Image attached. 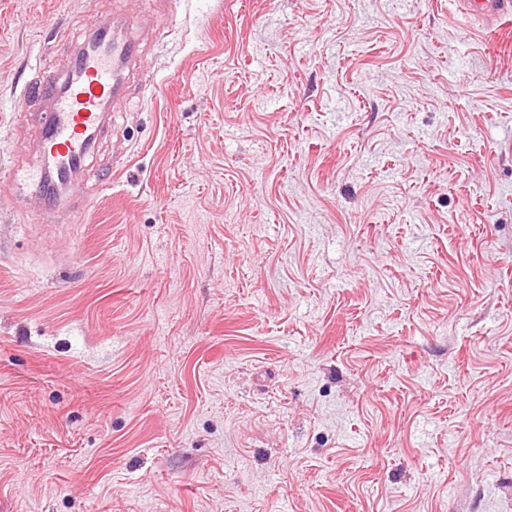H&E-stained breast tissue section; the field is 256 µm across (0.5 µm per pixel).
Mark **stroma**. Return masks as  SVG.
Here are the masks:
<instances>
[{"instance_id": "35a3bbf8", "label": "stroma", "mask_w": 512, "mask_h": 512, "mask_svg": "<svg viewBox=\"0 0 512 512\" xmlns=\"http://www.w3.org/2000/svg\"><path fill=\"white\" fill-rule=\"evenodd\" d=\"M459 0H0V104L122 15L48 215L0 111V512H512V23Z\"/></svg>"}]
</instances>
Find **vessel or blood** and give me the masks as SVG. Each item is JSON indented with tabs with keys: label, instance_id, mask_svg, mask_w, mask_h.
<instances>
[{
	"label": "vessel or blood",
	"instance_id": "obj_1",
	"mask_svg": "<svg viewBox=\"0 0 512 512\" xmlns=\"http://www.w3.org/2000/svg\"><path fill=\"white\" fill-rule=\"evenodd\" d=\"M464 20H498L512 16V0H462ZM138 39L119 36L114 20L99 18L76 39L66 71L37 74L12 103L15 113L40 99L38 161L16 162L11 174L34 188L46 213L58 212L65 193L77 183L106 119L128 95L124 72L142 64Z\"/></svg>",
	"mask_w": 512,
	"mask_h": 512
}]
</instances>
